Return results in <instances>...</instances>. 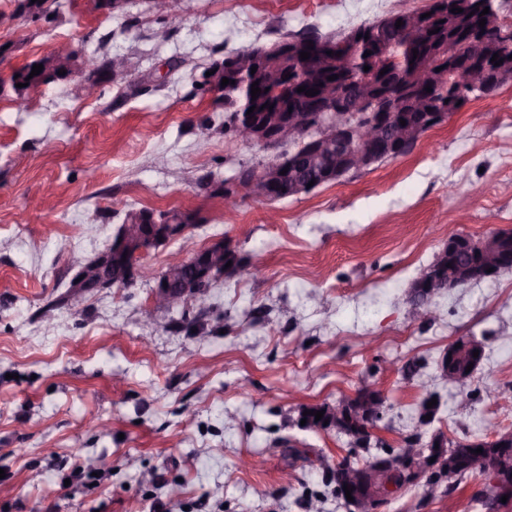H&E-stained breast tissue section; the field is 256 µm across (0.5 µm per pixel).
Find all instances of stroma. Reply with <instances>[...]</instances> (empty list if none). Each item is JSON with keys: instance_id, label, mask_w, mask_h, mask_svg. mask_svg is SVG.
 Returning <instances> with one entry per match:
<instances>
[{"instance_id": "obj_1", "label": "stroma", "mask_w": 512, "mask_h": 512, "mask_svg": "<svg viewBox=\"0 0 512 512\" xmlns=\"http://www.w3.org/2000/svg\"><path fill=\"white\" fill-rule=\"evenodd\" d=\"M430 0H129L108 18L94 0H58L55 16H20L0 0V512H349L328 475L344 457L399 453L421 399L440 408L426 434L467 440L512 430V270L443 290L412 313L413 282L450 235L512 228V81L469 99L407 155L272 204L228 210L199 188L272 148L225 136L224 102L193 82L224 52L307 28L328 35ZM68 42L126 55L145 76L84 97L56 82L17 111L14 69ZM211 123L206 148L194 127ZM196 213V247L221 238L248 269L205 304L152 305L179 245L139 259L132 286L58 308L71 259L93 258L127 207ZM275 222H268V212ZM484 341L465 382L439 363L460 336ZM416 361L412 374L401 370ZM381 386L371 444L297 424L303 405ZM254 455L260 467L243 468ZM94 467V487L76 478ZM475 480L454 492L419 483L384 512H486Z\"/></svg>"}]
</instances>
